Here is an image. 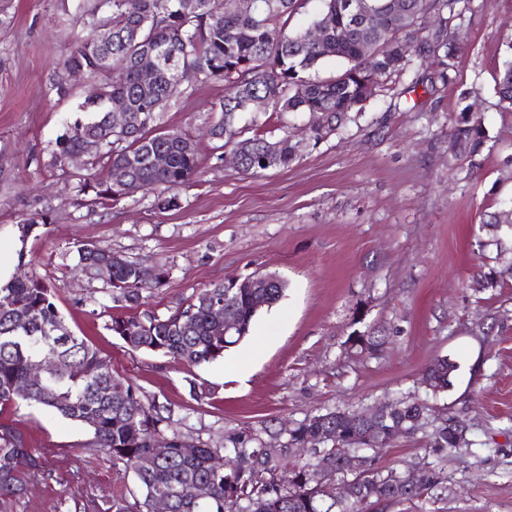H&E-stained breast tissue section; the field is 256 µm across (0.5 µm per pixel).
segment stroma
Listing matches in <instances>:
<instances>
[{"instance_id":"stroma-1","label":"stroma","mask_w":512,"mask_h":512,"mask_svg":"<svg viewBox=\"0 0 512 512\" xmlns=\"http://www.w3.org/2000/svg\"><path fill=\"white\" fill-rule=\"evenodd\" d=\"M79 0H0V263L56 291L69 329L113 371L174 409L187 442L222 443L225 433L348 408L427 397L428 424L399 438L379 466L434 459L431 433L455 417L465 442L443 465L445 493L379 512H512V285L474 288L479 264L502 270L512 253L480 248V223L512 197V113L494 92L512 42V0H469L457 80L435 94L390 82L350 121L318 142L305 116L270 118L269 137L299 141L285 168L243 174L207 136L220 83H199L172 100L163 126L192 136L199 170L178 204L157 208L141 191L90 203L71 178L76 163L52 160L56 137L96 87L79 75L58 97L50 79L75 48ZM481 115L480 155L452 154L448 131L462 108ZM37 227L17 250L20 224ZM96 243L168 270L145 309L164 314L201 289L263 271L287 281L284 296L254 321L223 359L192 366L128 347L107 324L113 302L102 281L77 269L76 249ZM384 341L350 347L352 332ZM457 366L447 391L429 397L422 374L436 358ZM207 389L193 397L191 387ZM16 421L44 474L0 512H113L139 500L131 469L89 448V433L26 404L0 410Z\"/></svg>"}]
</instances>
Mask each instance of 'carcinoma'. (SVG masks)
Instances as JSON below:
<instances>
[{
	"label": "carcinoma",
	"instance_id": "1",
	"mask_svg": "<svg viewBox=\"0 0 512 512\" xmlns=\"http://www.w3.org/2000/svg\"><path fill=\"white\" fill-rule=\"evenodd\" d=\"M321 9L309 27L325 30L321 41L306 39L307 30H295L288 20L298 0H255L247 12L226 9L224 0H97L76 18L83 35L64 59L52 83L57 94L66 93L65 74L80 68L99 81L98 102L84 100L76 107L73 124L57 137L54 163L83 148L85 137L102 140L101 149L89 156L92 172L75 176L78 192L93 195V203L114 202L126 193L110 182L112 169L134 162L129 180L134 189L156 193L163 209L177 205L173 191L190 183L198 171L195 142L188 135L161 128L162 112L172 99L196 83L224 84V98L210 111L219 113L213 137L234 147L247 143L239 169L254 175L271 167H286L299 153V144L284 136L269 140L259 132L260 115L310 114L320 121L310 125L311 139L319 142L335 131L356 108L377 95L380 80L410 72L414 62L437 57L429 74L413 76L409 90L420 85L432 93L455 83V59L460 50L457 37L448 29L461 18L463 0H320ZM443 16V24L432 27L429 18ZM112 31V44L94 38L96 29ZM159 56L154 77L140 76L142 56ZM329 58L346 61L335 76H311ZM495 93L502 109L512 112V42L499 70ZM122 98L129 111L142 120L129 129H109L107 102ZM250 114L254 134L244 138L239 122ZM449 137L464 146L463 154L476 155L487 140L481 117L464 109ZM163 153L164 167L154 166L152 157ZM512 225V198L504 208L489 215L482 227ZM78 266L84 271L106 256L112 257V280L106 289L124 308L143 305L144 293L166 284L168 272L158 268L148 275L107 247L77 249ZM502 272L489 268L473 279L475 288H501ZM285 289L226 288L219 284L194 294L166 314L144 310L114 315L108 329L133 350L147 351L190 365L224 358L225 351L249 332L259 309H269ZM224 302V313L238 327L224 331L215 322L211 308ZM192 326H184L186 319ZM351 345L376 352L383 341L365 333ZM50 356L53 369L27 396L14 394L25 382L30 363ZM454 363L434 360L424 371L432 380L430 392L448 389ZM23 401L53 409L62 417L82 424L91 434L88 446L131 469L140 486V508L149 512L153 499L166 495L170 512H376L384 504L426 502L441 483L440 464L458 443L442 424L431 433L437 460L419 465L421 481L407 483V472L377 466L379 454L391 444L392 432L403 427L413 434L420 430L406 422L419 415L428 417V400L415 397L392 402L396 418L383 424L385 441L370 445L356 412L329 410L309 415L284 434H269L278 443L272 448L253 432L236 431L224 443L197 444L192 455L183 453L178 435L171 431L173 410L112 372L100 352L68 329L54 302V289L41 279L13 277L0 285V408ZM331 426L337 442L365 453L368 465L359 473L346 471L336 457L331 441L320 440ZM168 439L157 452L158 438ZM309 446V457L298 459L292 448ZM224 459V468L213 464ZM331 466L339 481L351 486L350 500H336L332 483L316 487L305 479L312 467ZM42 473V465L28 448L22 430L13 421L0 423V498L22 493L27 476Z\"/></svg>",
	"mask_w": 512,
	"mask_h": 512
}]
</instances>
